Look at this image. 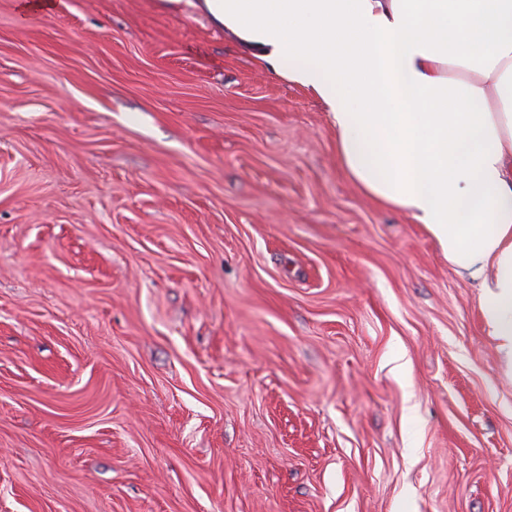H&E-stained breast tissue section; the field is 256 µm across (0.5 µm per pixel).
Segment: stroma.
Returning <instances> with one entry per match:
<instances>
[{"label":"stroma","mask_w":512,"mask_h":512,"mask_svg":"<svg viewBox=\"0 0 512 512\" xmlns=\"http://www.w3.org/2000/svg\"><path fill=\"white\" fill-rule=\"evenodd\" d=\"M54 2L0 0V512H512L480 282L321 99L181 0Z\"/></svg>","instance_id":"stroma-1"}]
</instances>
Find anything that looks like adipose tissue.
<instances>
[{
    "label": "adipose tissue",
    "instance_id": "1",
    "mask_svg": "<svg viewBox=\"0 0 512 512\" xmlns=\"http://www.w3.org/2000/svg\"><path fill=\"white\" fill-rule=\"evenodd\" d=\"M313 90L348 176L480 279L512 374V0H185Z\"/></svg>",
    "mask_w": 512,
    "mask_h": 512
}]
</instances>
